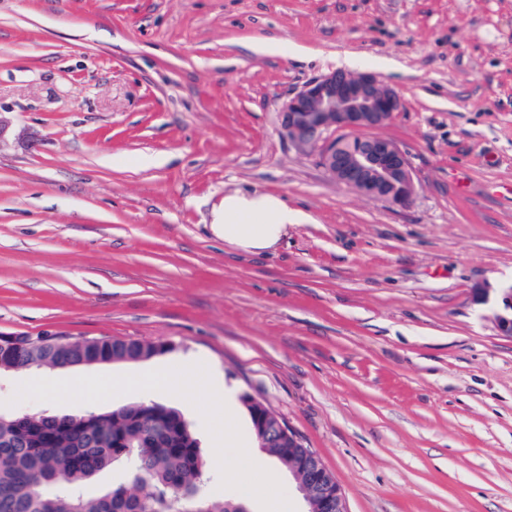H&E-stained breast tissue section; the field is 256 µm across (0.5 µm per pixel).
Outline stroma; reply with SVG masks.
Masks as SVG:
<instances>
[{
	"label": "stroma",
	"instance_id": "obj_1",
	"mask_svg": "<svg viewBox=\"0 0 512 512\" xmlns=\"http://www.w3.org/2000/svg\"><path fill=\"white\" fill-rule=\"evenodd\" d=\"M279 40L283 55L246 50ZM334 70L401 98L406 207L297 154L280 107ZM302 220L211 230L225 193ZM512 0H0V336L164 343L270 407L348 512H512ZM35 369L0 372V415ZM211 228L224 243L248 253L275 248L297 224L296 214L280 197L255 192L225 193L212 211ZM493 320L500 334L512 337V284L499 289Z\"/></svg>",
	"mask_w": 512,
	"mask_h": 512
}]
</instances>
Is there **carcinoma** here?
<instances>
[{
    "instance_id": "cac0c4a2",
    "label": "carcinoma",
    "mask_w": 512,
    "mask_h": 512,
    "mask_svg": "<svg viewBox=\"0 0 512 512\" xmlns=\"http://www.w3.org/2000/svg\"><path fill=\"white\" fill-rule=\"evenodd\" d=\"M25 352L37 338L0 336V365L39 369L81 355L124 356L104 337H57ZM128 483L101 494L85 481L113 466ZM211 474L184 415L160 403H132L110 412L23 414L0 421V512H231L245 501L203 493Z\"/></svg>"
}]
</instances>
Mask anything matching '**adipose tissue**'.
<instances>
[{
	"instance_id": "adipose-tissue-1",
	"label": "adipose tissue",
	"mask_w": 512,
	"mask_h": 512,
	"mask_svg": "<svg viewBox=\"0 0 512 512\" xmlns=\"http://www.w3.org/2000/svg\"><path fill=\"white\" fill-rule=\"evenodd\" d=\"M296 221L295 213L278 196L230 192L214 206L211 228L226 244L260 253L275 248Z\"/></svg>"
}]
</instances>
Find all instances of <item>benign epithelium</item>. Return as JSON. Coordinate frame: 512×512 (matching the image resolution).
I'll list each match as a JSON object with an SVG mask.
<instances>
[{"label":"benign epithelium","instance_id":"7a95c632","mask_svg":"<svg viewBox=\"0 0 512 512\" xmlns=\"http://www.w3.org/2000/svg\"><path fill=\"white\" fill-rule=\"evenodd\" d=\"M401 108L398 93L370 72L332 71L307 82L283 102L281 133L294 150L314 155L334 181L377 202L410 205L418 181L409 153L395 140L375 133ZM351 132L348 147L336 144V129ZM493 320L512 337V284L499 289ZM263 447L281 448L308 504L307 512H347L336 481L315 454H297V435L263 402L244 399Z\"/></svg>","mask_w":512,"mask_h":512}]
</instances>
